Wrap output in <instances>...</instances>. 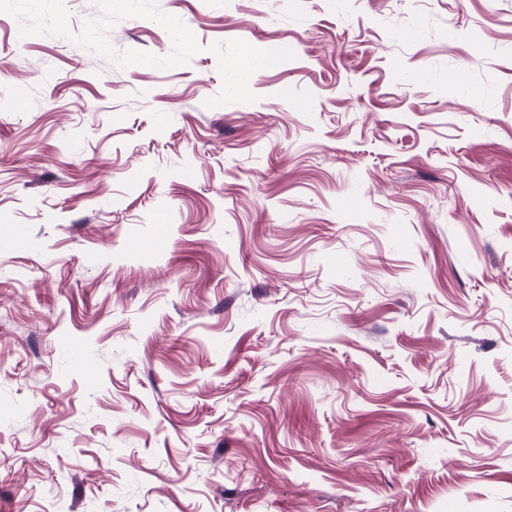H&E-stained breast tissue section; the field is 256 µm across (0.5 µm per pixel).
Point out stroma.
Instances as JSON below:
<instances>
[{
  "mask_svg": "<svg viewBox=\"0 0 512 512\" xmlns=\"http://www.w3.org/2000/svg\"><path fill=\"white\" fill-rule=\"evenodd\" d=\"M0 512H512V0H0Z\"/></svg>",
  "mask_w": 512,
  "mask_h": 512,
  "instance_id": "1",
  "label": "stroma"
}]
</instances>
